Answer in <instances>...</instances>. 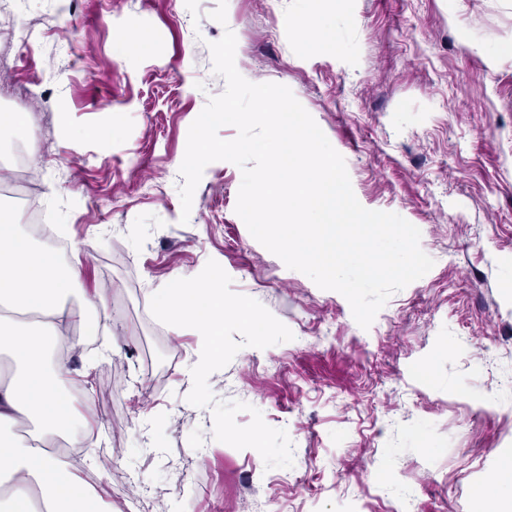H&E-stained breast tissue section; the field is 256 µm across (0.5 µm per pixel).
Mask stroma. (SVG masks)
Wrapping results in <instances>:
<instances>
[{
  "instance_id": "obj_1",
  "label": "stroma",
  "mask_w": 512,
  "mask_h": 512,
  "mask_svg": "<svg viewBox=\"0 0 512 512\" xmlns=\"http://www.w3.org/2000/svg\"><path fill=\"white\" fill-rule=\"evenodd\" d=\"M28 0L0 68L38 140L53 236L101 292L108 361L68 368L99 439L114 512H483L512 470V0ZM305 20L324 42L301 41ZM253 83L291 89L345 160L365 208L421 232L434 265L369 329L289 269L236 213L242 172L206 166L189 220L188 130L226 84L225 30ZM215 260L292 341L245 347L208 385L285 429L294 464L216 441L186 400L197 346L149 307L173 271Z\"/></svg>"
}]
</instances>
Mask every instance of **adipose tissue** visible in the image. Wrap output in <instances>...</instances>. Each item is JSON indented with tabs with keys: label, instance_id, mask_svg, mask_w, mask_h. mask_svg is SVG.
<instances>
[{
	"label": "adipose tissue",
	"instance_id": "adipose-tissue-1",
	"mask_svg": "<svg viewBox=\"0 0 512 512\" xmlns=\"http://www.w3.org/2000/svg\"><path fill=\"white\" fill-rule=\"evenodd\" d=\"M81 279L80 262L59 263L54 245L0 210V512H112L53 446L72 426L82 429L75 447L93 432L91 408L66 395L67 353L82 344L73 329L102 320L101 296L68 306Z\"/></svg>",
	"mask_w": 512,
	"mask_h": 512
}]
</instances>
